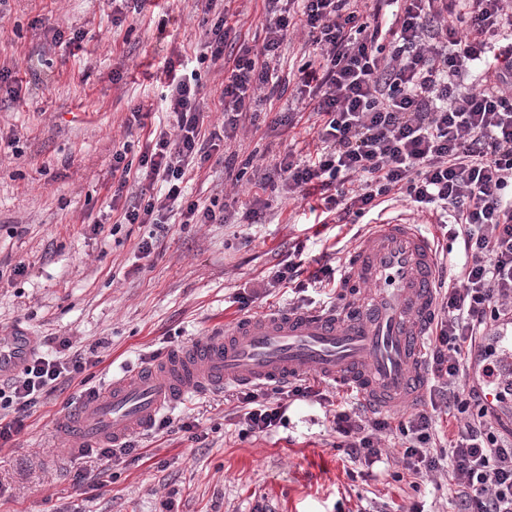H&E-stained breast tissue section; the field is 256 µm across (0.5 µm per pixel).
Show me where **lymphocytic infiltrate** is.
I'll list each match as a JSON object with an SVG mask.
<instances>
[{
	"label": "lymphocytic infiltrate",
	"instance_id": "1",
	"mask_svg": "<svg viewBox=\"0 0 512 512\" xmlns=\"http://www.w3.org/2000/svg\"><path fill=\"white\" fill-rule=\"evenodd\" d=\"M211 20L200 59L222 64L220 129L204 131L196 75L161 61L165 125L150 131L137 161L127 146L112 153L119 186L129 177L159 184L146 203L127 207V224H220L223 213L185 196L194 167L210 161L217 140H232L256 121L255 94L272 79L270 66L291 30L313 48L298 67L296 91L309 110L314 157L286 154L244 213L259 224L261 193L319 192L328 224H353L401 198L448 224L436 287L437 314L426 354V394L396 413L341 397L332 429L353 467L392 459L412 489L447 475L454 512H512V374L501 365L512 348V0H264L260 48L236 42L225 0H206ZM270 287L304 292L338 288L331 262L304 272L288 262L270 272ZM64 356L31 355L0 383V444L21 433L48 396L94 367L92 357L60 340ZM242 434L285 424L292 403L328 402L321 381L297 377L238 389ZM398 447H385L392 433ZM447 448H440V438Z\"/></svg>",
	"mask_w": 512,
	"mask_h": 512
}]
</instances>
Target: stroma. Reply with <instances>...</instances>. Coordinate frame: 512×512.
<instances>
[{"mask_svg": "<svg viewBox=\"0 0 512 512\" xmlns=\"http://www.w3.org/2000/svg\"><path fill=\"white\" fill-rule=\"evenodd\" d=\"M203 9V0H139L118 24L110 0H0V69L11 70L20 90L14 98L0 90V263L26 268L0 278V334L23 332L48 357L58 349L54 337L68 338L98 357L96 386L232 328L242 317L239 293L252 296L255 315L296 305V294H269L261 283L296 244L308 263L326 253L344 263L354 246L353 225L319 224L312 195L266 192L265 223H242L254 188L232 183L212 160L190 173L188 193L223 206L226 223L168 225L155 253L140 256L151 227L122 216L151 191L134 180L117 187L112 149L129 143L130 159H138L148 129L163 119L153 75L166 56L198 70L205 126L222 124L224 72L192 58ZM57 30L82 38L50 47ZM304 51L298 32L280 48L278 89L261 91L256 125L230 143L236 167L252 157L270 167L286 153L314 152L309 122L269 126L272 113L296 107L292 78ZM97 223L104 230L96 235ZM234 393L193 395L166 410L173 420L197 422V438L149 431L140 442L145 458L111 468L69 453V440L55 435L56 417L80 394L78 385L64 387L0 446V512H254L259 502L266 512H376L383 505L395 512L413 501L450 512L447 477L415 491L384 469L347 475L323 406L294 403L284 426L242 435ZM83 468L110 469L112 480L75 488L73 475Z\"/></svg>", "mask_w": 512, "mask_h": 512, "instance_id": "35a3bbf8", "label": "stroma"}]
</instances>
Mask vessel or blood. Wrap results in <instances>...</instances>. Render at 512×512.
<instances>
[{
    "mask_svg": "<svg viewBox=\"0 0 512 512\" xmlns=\"http://www.w3.org/2000/svg\"><path fill=\"white\" fill-rule=\"evenodd\" d=\"M439 254L417 225H373L350 253L345 288L373 287L370 307L260 313L187 349L114 379L76 402L56 432L85 452L147 430L162 411L203 390L285 381L310 373L358 388L366 404L412 402L424 382L425 343L436 308ZM25 337L0 342V374L26 356Z\"/></svg>",
    "mask_w": 512,
    "mask_h": 512,
    "instance_id": "vessel-or-blood-1",
    "label": "vessel or blood"
}]
</instances>
